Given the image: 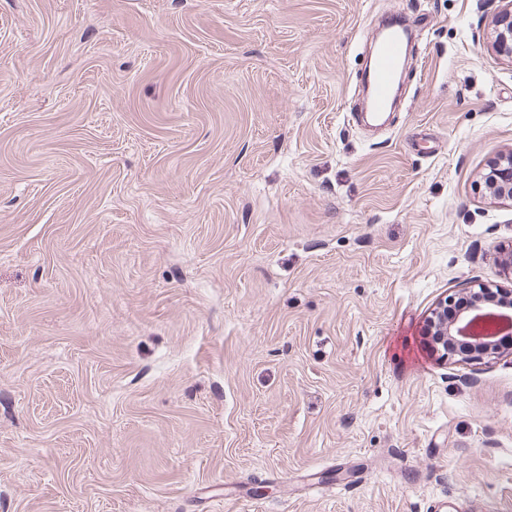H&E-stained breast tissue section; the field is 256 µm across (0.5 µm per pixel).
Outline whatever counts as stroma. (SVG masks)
I'll use <instances>...</instances> for the list:
<instances>
[{
  "label": "stroma",
  "instance_id": "obj_1",
  "mask_svg": "<svg viewBox=\"0 0 512 512\" xmlns=\"http://www.w3.org/2000/svg\"><path fill=\"white\" fill-rule=\"evenodd\" d=\"M499 5L0 0V512H512V354L423 336L512 289ZM406 27L400 23L383 29L372 68L365 76L374 112H362L359 119L366 124L384 122L390 107L392 87L397 81L406 51ZM489 193L498 199L512 200V151L500 154L480 176ZM468 307L460 309L457 316L448 320V308L456 305V297H448L440 302L427 321L425 335L431 336L433 350L443 359L457 361H476L499 354L502 350L512 349V332L495 336L492 339L477 341L469 335L468 326L479 316L510 314L512 309V290L492 288V285L477 284L469 288ZM512 319V316H511ZM505 338L501 339V337ZM505 349H504V348Z\"/></svg>",
  "mask_w": 512,
  "mask_h": 512
}]
</instances>
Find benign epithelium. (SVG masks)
I'll return each mask as SVG.
<instances>
[{
	"label": "benign epithelium",
	"instance_id": "7a95c632",
	"mask_svg": "<svg viewBox=\"0 0 512 512\" xmlns=\"http://www.w3.org/2000/svg\"><path fill=\"white\" fill-rule=\"evenodd\" d=\"M504 3L495 16L492 28V50L512 61V0ZM489 193L498 199L512 200V151L499 155L481 174ZM469 305L460 309L457 316L448 318V309L454 307L457 298L448 297L439 303L427 321L425 335L432 340L431 347L444 359L476 361L492 357L502 350L512 349V332L505 338L498 336L478 341L468 334V326L479 316L509 314L512 312V290L477 284L467 291Z\"/></svg>",
	"mask_w": 512,
	"mask_h": 512
}]
</instances>
